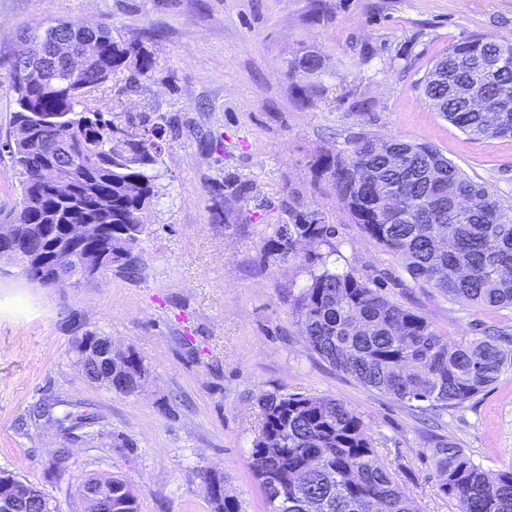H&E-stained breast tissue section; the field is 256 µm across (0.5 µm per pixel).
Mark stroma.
I'll list each match as a JSON object with an SVG mask.
<instances>
[{"instance_id": "35a3bbf8", "label": "stroma", "mask_w": 512, "mask_h": 512, "mask_svg": "<svg viewBox=\"0 0 512 512\" xmlns=\"http://www.w3.org/2000/svg\"><path fill=\"white\" fill-rule=\"evenodd\" d=\"M0 0V142L14 110L8 73L22 33L64 19L111 29L155 59L137 87L107 83L89 107L124 128L160 125L158 195L134 272L44 287L0 262V472L84 512L81 485L117 476L139 512H213L207 474L241 512H267L250 453L269 393L332 397L357 412L378 457L417 512H458L439 488L432 448L454 441L483 468L512 467V367L462 405L405 406L324 362L293 312L309 275L279 259L289 208L335 225L337 270H356L453 340L498 330L512 352V309L487 310L418 286L404 261L343 210L315 161L362 133L426 142L512 207V138L475 139L422 97L433 60L473 35L512 38V0ZM318 50L317 76L288 70ZM94 332L136 351L135 393L85 381L72 340ZM47 400L53 420L28 411ZM99 418V433L76 427ZM67 450L66 469L54 468Z\"/></svg>"}]
</instances>
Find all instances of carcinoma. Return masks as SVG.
<instances>
[{"label": "carcinoma", "mask_w": 512, "mask_h": 512, "mask_svg": "<svg viewBox=\"0 0 512 512\" xmlns=\"http://www.w3.org/2000/svg\"><path fill=\"white\" fill-rule=\"evenodd\" d=\"M90 37L97 55L85 76L72 83L25 85L17 67H11L15 111L0 151L8 149L23 180L18 204L0 213V223L14 225L12 243L29 252L45 249L47 237L63 236L69 224H95L98 231L58 263L73 267L91 253L106 251L110 262L123 269L135 264L133 250L156 195L158 145L153 130L133 133L84 101L117 74H126L125 89L133 88L155 60L108 29ZM492 56L503 57V63L490 77L478 62ZM297 67L317 75L325 61L307 50L288 60V70ZM439 68L446 70L442 85L434 81ZM475 84L490 109L501 95L512 98V40L476 35L452 45L429 69L422 88L426 103L463 133L512 138V112L500 121L468 107L461 92ZM36 112L67 115L58 138L80 164L63 172L71 184L64 199L38 182L39 169L52 161L55 148L35 128ZM316 167L352 220L400 256L416 282L451 300L512 308V207H503L486 184L468 178L436 147L366 134L344 150L319 154ZM395 189L408 221L383 204ZM464 198L473 199V205L460 218L455 203ZM335 235V225L322 223L316 210L278 231L283 260L298 254L302 240L329 248L305 255L310 279L294 303L302 333L322 360L369 390L437 411L470 400L512 366V353L501 349L500 337L451 341L354 272L337 271L331 261ZM134 368L145 370L131 350L112 371L120 376ZM261 407L263 423L250 465L269 512H416L354 410L331 397L300 394H269L261 398ZM433 456L439 490L458 501L460 512H512V468L486 471L452 441L436 443ZM92 481L112 485V512H138L126 482L115 477Z\"/></svg>", "instance_id": "1"}]
</instances>
